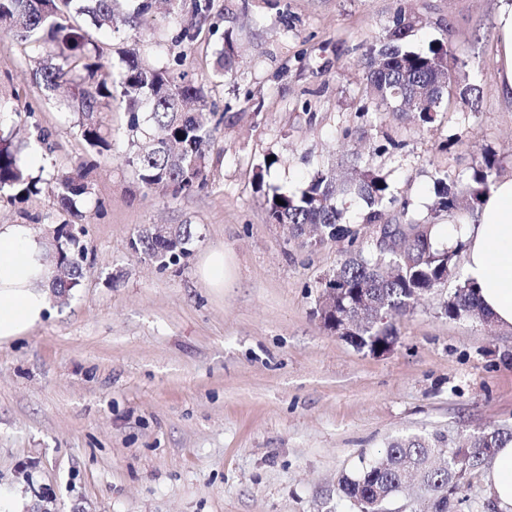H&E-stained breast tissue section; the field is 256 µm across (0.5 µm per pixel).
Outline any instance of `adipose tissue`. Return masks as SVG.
Instances as JSON below:
<instances>
[{
  "label": "adipose tissue",
  "mask_w": 512,
  "mask_h": 512,
  "mask_svg": "<svg viewBox=\"0 0 512 512\" xmlns=\"http://www.w3.org/2000/svg\"><path fill=\"white\" fill-rule=\"evenodd\" d=\"M497 30L502 89L512 95V0L502 2ZM463 223L466 277L496 323L512 328V178L496 182ZM53 276L41 234L25 224L0 225V344L44 323ZM484 480L500 512H512V445L496 449Z\"/></svg>",
  "instance_id": "obj_1"
}]
</instances>
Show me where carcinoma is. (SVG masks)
I'll return each mask as SVG.
<instances>
[{"instance_id":"1","label":"carcinoma","mask_w":512,"mask_h":512,"mask_svg":"<svg viewBox=\"0 0 512 512\" xmlns=\"http://www.w3.org/2000/svg\"><path fill=\"white\" fill-rule=\"evenodd\" d=\"M72 0H0V20L14 28L15 40L28 48L37 64L44 87L51 92L65 85L70 94L59 101L60 111L78 116L74 127L87 151L70 169L48 173L49 182L63 208L75 220L57 225L49 242V257L57 268L52 288L59 297L67 296L82 277L85 249L81 244L84 227L79 205L93 194L89 179L95 166L93 157H105L112 143L103 134L94 115L116 99L124 103L127 131L133 153L126 157L135 169L139 182L164 194L188 195L208 186V157L215 133L224 122L219 114L201 104L191 110L190 101L202 100L201 90L186 76L176 77L169 70L146 64L135 52H125L119 65L102 62L99 47L92 44L89 33L73 23L68 14ZM80 13L90 17L98 29H110L117 22L130 25L147 14L153 0H136L133 8L120 12L122 0H86ZM420 19L411 9L401 8L385 27L384 34L366 54L365 98L359 111L370 112V103L386 106L390 112H401L400 94L413 88H425L441 77V85L429 97L419 101L416 112L422 123L433 121L448 96L456 94L464 104L477 105V88L465 84L460 75L449 68L448 33L420 49L411 44ZM235 45L231 35L224 36V48L216 56L215 74L222 76L233 70ZM22 145L0 135V193L13 192V197H27L40 192V178L31 176L20 163ZM496 162L484 152L472 167L468 197L476 204L494 182ZM343 197L357 198L366 205L364 222L381 224L387 208L397 202L391 184L373 162V156L357 162V174L342 178L333 168L318 171L297 193L273 192L264 197L263 205L272 224H280L294 236L311 229L316 232L314 244L345 240L350 250L335 269L346 288V299L336 305V314L346 312L350 301L359 295L373 296L386 309L403 314L417 299L442 286L446 278L456 277L455 251L438 250L431 234L434 222L409 214V205L402 204L404 222L399 239L407 258L391 251L373 248L366 253L357 247L359 230L348 225L344 208L338 205ZM281 199L284 204L276 203ZM432 210L457 215L472 208L461 205L459 192L448 188L446 178H436ZM192 239L191 225L182 224L164 238L154 235L151 227L143 228L132 241L135 252L147 255L161 267L177 261L188 253ZM448 318L469 314H485L475 285L460 282L444 306ZM362 346L372 350L381 336L395 335L392 326L383 330L367 327L360 331ZM512 443V431L490 428L470 442L453 449L465 459L461 474L455 480L448 474L430 468L432 456L446 446L444 438L411 436L392 441L387 456L407 458L417 467V478L427 486L433 497L430 509L440 512L448 502L466 501L469 480L484 461V450L495 452ZM403 481L401 472L374 462L355 477H344L339 494L356 509L363 508L374 492L388 495L398 491Z\"/></svg>"}]
</instances>
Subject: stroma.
Listing matches in <instances>:
<instances>
[{
  "label": "stroma",
  "instance_id": "1",
  "mask_svg": "<svg viewBox=\"0 0 512 512\" xmlns=\"http://www.w3.org/2000/svg\"><path fill=\"white\" fill-rule=\"evenodd\" d=\"M422 25L415 45L447 35L477 111L458 96L433 123L378 107L358 114L364 54L400 6ZM500 0H157L138 27L96 31L104 59L136 49L157 67L196 79L223 113L209 187L170 197L142 187L125 158L126 115H100L112 155L92 171L84 205L85 259L77 288L52 315L0 345V487L24 512H354L338 483L395 439L440 435L455 445L512 429V328L448 318L456 283L393 316L385 355L357 350L318 312L325 277L348 248L311 245L269 223L273 189L296 191L319 170L374 155L399 199L430 215L443 173L465 189L475 157L490 153L512 177V99L495 64ZM197 30L193 45L180 41ZM232 31V73L213 75ZM23 46L0 26V132L48 130L45 169L84 153L62 92L45 90ZM252 104H245V97ZM261 103L254 111L253 103ZM278 162L267 172L266 157ZM50 185L0 202V224L43 233L65 220ZM149 224L191 225L190 253L161 268L132 242ZM221 252L223 287L203 260Z\"/></svg>",
  "mask_w": 512,
  "mask_h": 512
}]
</instances>
